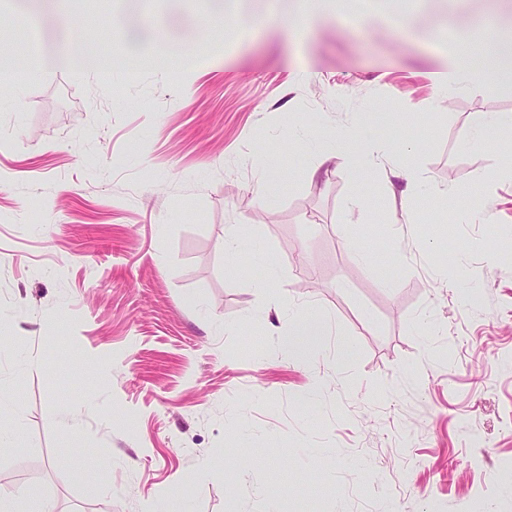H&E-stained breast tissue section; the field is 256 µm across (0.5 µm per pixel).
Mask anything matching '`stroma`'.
<instances>
[{
  "label": "stroma",
  "mask_w": 512,
  "mask_h": 512,
  "mask_svg": "<svg viewBox=\"0 0 512 512\" xmlns=\"http://www.w3.org/2000/svg\"><path fill=\"white\" fill-rule=\"evenodd\" d=\"M223 2L239 32L213 0H0V482L57 512H512V174L460 147L512 113V80L434 78L512 0H399L391 22ZM77 41L98 69L41 72ZM373 138L388 154L355 180ZM317 320L332 336L288 357ZM284 337L282 343L289 356L305 360L322 344L323 336H330L331 330L326 323L301 326Z\"/></svg>",
  "instance_id": "35a3bbf8"
}]
</instances>
